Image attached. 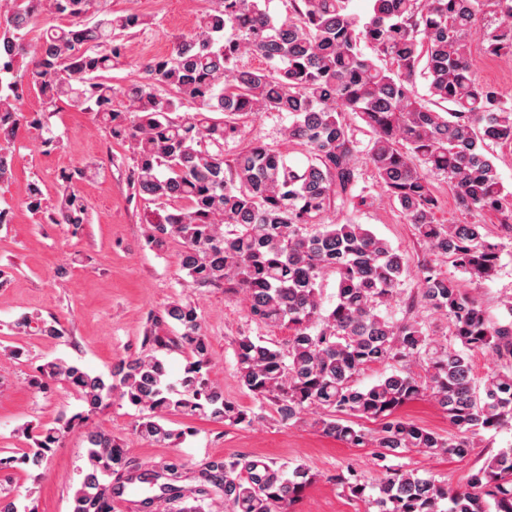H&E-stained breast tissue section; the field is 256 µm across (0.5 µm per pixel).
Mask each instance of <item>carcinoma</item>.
Masks as SVG:
<instances>
[{
    "instance_id": "obj_1",
    "label": "carcinoma",
    "mask_w": 512,
    "mask_h": 512,
    "mask_svg": "<svg viewBox=\"0 0 512 512\" xmlns=\"http://www.w3.org/2000/svg\"><path fill=\"white\" fill-rule=\"evenodd\" d=\"M371 2L363 22L350 0H288L277 18L261 0H217L169 53L139 63L142 80L116 86L111 73L127 53L120 35L143 26V15L112 13L102 0H38L36 7L16 0L0 21V141L11 140L22 120L43 128L44 115L61 104L94 113L132 153L133 195L155 205L145 216L146 245L162 251L179 241L186 286L241 293L255 321L290 331L282 345L246 333L234 341L236 372L256 402L285 424L312 410L316 430L349 448L370 447L382 463L410 451L463 458L481 433L512 426V321L490 322L475 297L429 264L421 265V288L405 295L406 260L364 225L329 216L348 202L367 204L354 194L362 160L430 251L472 280L496 275L501 250L484 225L435 221L432 176L445 179L463 211L500 212L512 196L486 154L491 143L512 144V106L479 79L470 45L479 30L485 56L512 60V0ZM46 11L71 24L44 30L30 53L19 32ZM26 55V69H17ZM246 56L265 66L242 68ZM419 72L429 81L428 101L413 91ZM29 92L40 107L26 113L17 103ZM186 104L194 112L180 113ZM260 112L288 114L284 137L305 147L303 159L261 142L224 158V142ZM349 115L368 128L367 143ZM84 176L82 167L62 175L52 208L40 185L29 184L27 209L52 224L88 223L89 205L75 187ZM328 272L336 274V292L325 308L320 288ZM419 304L450 320L451 339L409 316ZM166 326L177 328L175 336ZM143 343L140 355L106 375L61 358L39 366L31 388L45 392L63 381L85 411L38 432L21 428L30 448L0 465L41 467L78 421L114 400L140 410L133 433L159 447L185 438L169 427L170 415L252 423L254 413L208 378L210 343L190 298L153 316ZM174 347L188 361L173 382L160 352ZM480 351L505 365L478 384L471 357ZM390 360L402 369L357 385L362 371ZM424 396L456 435L399 416ZM84 441L69 512H112V501L136 483L159 493L132 501L134 512H172L175 503L183 504L178 512H213L216 504L222 512H292L313 479L302 463L248 456L216 457L198 470L169 459L135 475L111 433L88 430ZM327 480L375 512H512V448L487 456L467 487L453 492L402 464H384L373 482L352 466Z\"/></svg>"
}]
</instances>
